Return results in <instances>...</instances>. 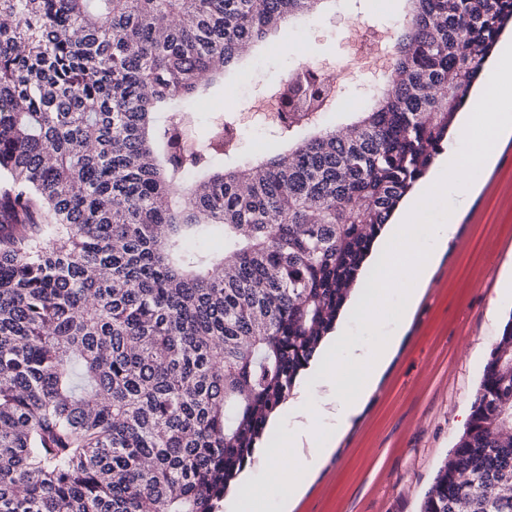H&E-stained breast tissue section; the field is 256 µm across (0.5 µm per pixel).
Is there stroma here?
Returning a JSON list of instances; mask_svg holds the SVG:
<instances>
[{"label":"stroma","instance_id":"stroma-1","mask_svg":"<svg viewBox=\"0 0 512 512\" xmlns=\"http://www.w3.org/2000/svg\"><path fill=\"white\" fill-rule=\"evenodd\" d=\"M404 0H325L320 12L270 33L239 69L209 96L217 110L240 115L234 161L247 165L276 145L274 128L247 116L254 100L277 87L299 64L329 63L330 74L351 56L348 32L367 22L395 32ZM372 76L362 64L340 81L341 100L324 116L339 128L369 104ZM457 229L423 285L413 315L359 415L335 441L292 512H418L438 469L464 432L491 350L512 317V300L497 292L512 256V135L499 140L480 188L452 195ZM300 417L285 403L275 429L261 440L283 468L299 449L284 435Z\"/></svg>","mask_w":512,"mask_h":512}]
</instances>
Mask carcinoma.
Instances as JSON below:
<instances>
[{"mask_svg":"<svg viewBox=\"0 0 512 512\" xmlns=\"http://www.w3.org/2000/svg\"><path fill=\"white\" fill-rule=\"evenodd\" d=\"M322 0H0V512H219L512 0H407L389 92L245 169L208 86ZM217 238V251L199 240ZM420 512H512V319Z\"/></svg>","mask_w":512,"mask_h":512,"instance_id":"obj_1","label":"carcinoma"}]
</instances>
